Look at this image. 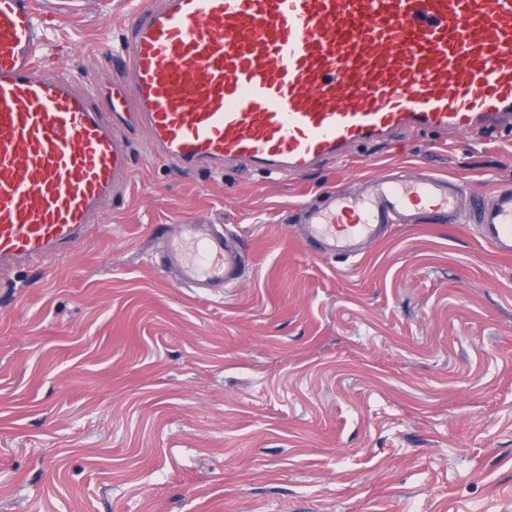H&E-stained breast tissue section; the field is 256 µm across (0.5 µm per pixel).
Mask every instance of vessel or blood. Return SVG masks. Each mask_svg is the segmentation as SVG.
<instances>
[{
	"instance_id": "vessel-or-blood-1",
	"label": "vessel or blood",
	"mask_w": 512,
	"mask_h": 512,
	"mask_svg": "<svg viewBox=\"0 0 512 512\" xmlns=\"http://www.w3.org/2000/svg\"><path fill=\"white\" fill-rule=\"evenodd\" d=\"M45 42L34 0H0V270L102 223L132 181L128 128L182 171L269 175L406 132L512 133V0H142L105 83L48 74ZM419 213L512 257V187L408 167L303 204L302 245L354 258ZM156 253L208 296L247 266L244 242L203 220L168 225Z\"/></svg>"
}]
</instances>
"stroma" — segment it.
I'll use <instances>...</instances> for the list:
<instances>
[{
	"label": "stroma",
	"instance_id": "1",
	"mask_svg": "<svg viewBox=\"0 0 512 512\" xmlns=\"http://www.w3.org/2000/svg\"><path fill=\"white\" fill-rule=\"evenodd\" d=\"M50 73L95 82L136 0H36ZM133 180L72 252L0 272V512H512V257L463 224L312 257L295 208L393 165L512 184V136L405 134L300 176L190 174L128 132ZM249 243L209 298L154 227Z\"/></svg>",
	"mask_w": 512,
	"mask_h": 512
}]
</instances>
